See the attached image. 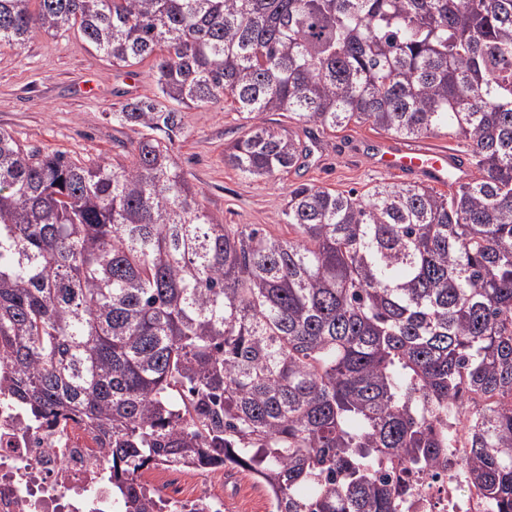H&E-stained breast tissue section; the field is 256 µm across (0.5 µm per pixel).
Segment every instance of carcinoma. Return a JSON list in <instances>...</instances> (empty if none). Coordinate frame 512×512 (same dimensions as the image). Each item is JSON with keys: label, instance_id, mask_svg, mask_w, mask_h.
I'll list each match as a JSON object with an SVG mask.
<instances>
[{"label": "carcinoma", "instance_id": "1", "mask_svg": "<svg viewBox=\"0 0 512 512\" xmlns=\"http://www.w3.org/2000/svg\"><path fill=\"white\" fill-rule=\"evenodd\" d=\"M73 28L155 93L112 112L127 164L0 128V391L96 429L119 512H164L155 466L245 472L271 512H409L473 409L461 466L512 512V0H0V47ZM227 96L247 178L311 152L271 112L449 134L476 175L299 184L288 236L226 224L173 149Z\"/></svg>", "mask_w": 512, "mask_h": 512}]
</instances>
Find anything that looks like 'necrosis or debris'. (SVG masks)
Returning a JSON list of instances; mask_svg holds the SVG:
<instances>
[{
	"label": "necrosis or debris",
	"instance_id": "4bbe7bcc",
	"mask_svg": "<svg viewBox=\"0 0 512 512\" xmlns=\"http://www.w3.org/2000/svg\"><path fill=\"white\" fill-rule=\"evenodd\" d=\"M465 453V437L457 435L453 465L420 478L419 512H490L485 497L456 464ZM111 469L102 441L79 418L34 426L0 395V512H112L106 477ZM144 478L166 493L169 512H223L224 498L217 494H167L169 484L198 481V474L156 467Z\"/></svg>",
	"mask_w": 512,
	"mask_h": 512
}]
</instances>
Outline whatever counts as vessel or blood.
Instances as JSON below:
<instances>
[{"label": "vessel or blood", "instance_id": "1", "mask_svg": "<svg viewBox=\"0 0 512 512\" xmlns=\"http://www.w3.org/2000/svg\"><path fill=\"white\" fill-rule=\"evenodd\" d=\"M372 163L380 171L416 175L435 185L451 181L461 183L469 176L466 163L448 151L407 147L387 142L378 146Z\"/></svg>", "mask_w": 512, "mask_h": 512}]
</instances>
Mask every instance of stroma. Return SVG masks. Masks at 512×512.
<instances>
[{
  "instance_id": "1",
  "label": "stroma",
  "mask_w": 512,
  "mask_h": 512,
  "mask_svg": "<svg viewBox=\"0 0 512 512\" xmlns=\"http://www.w3.org/2000/svg\"><path fill=\"white\" fill-rule=\"evenodd\" d=\"M153 90L150 62L112 67L71 32L42 33L21 48H0V127L28 148L82 161L123 159L130 132L113 123L112 106ZM267 119L295 131L303 142L317 140L320 149L288 172L255 180L224 162L225 149L244 133L243 119L228 103L185 114V133L174 149L177 161L200 200L225 223L252 224L284 236L288 229L278 215L290 187L312 183L363 191L386 180V173L371 166L373 144L383 132L354 122L325 131L284 112ZM205 486L223 494L224 512H268L265 491L248 476L212 474Z\"/></svg>"
}]
</instances>
